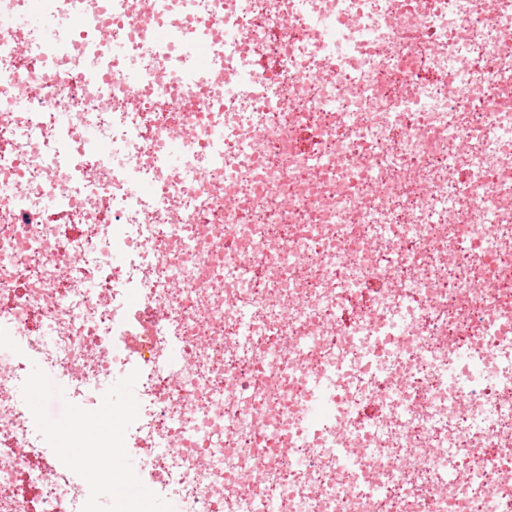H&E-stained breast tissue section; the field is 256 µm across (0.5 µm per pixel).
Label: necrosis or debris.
<instances>
[{"label":"necrosis or debris","instance_id":"4bbe7bcc","mask_svg":"<svg viewBox=\"0 0 512 512\" xmlns=\"http://www.w3.org/2000/svg\"><path fill=\"white\" fill-rule=\"evenodd\" d=\"M142 2L0 32V512L89 496L28 436L31 356L80 398L139 370L126 447L184 512H512V0H166L161 51ZM196 57L203 74L209 79L215 69L222 66L221 55L214 49V46L207 41L199 42L196 45Z\"/></svg>","mask_w":512,"mask_h":512}]
</instances>
